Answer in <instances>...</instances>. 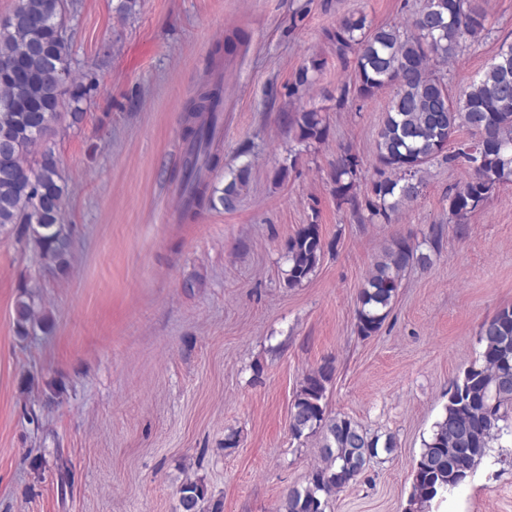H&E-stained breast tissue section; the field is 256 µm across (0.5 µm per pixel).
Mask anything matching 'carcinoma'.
<instances>
[{"mask_svg": "<svg viewBox=\"0 0 512 512\" xmlns=\"http://www.w3.org/2000/svg\"><path fill=\"white\" fill-rule=\"evenodd\" d=\"M63 0H16L0 19V62L19 66L21 75L0 69V152L9 164L0 168V233L14 232L32 247L40 266L58 276L67 274L72 258L71 233L64 222L67 180L49 139L63 120L75 126L84 117L81 103L88 87L77 82L61 16ZM479 0H423L412 21L374 27L362 13H353L328 32L336 54L352 60L340 102L348 96L370 99L390 88V100L375 143L381 169L370 192L359 197L361 159L348 151L336 160L331 174L336 200L365 210L371 223L386 224L423 191L428 167L435 162H460L468 178L448 195V210L461 219L480 209L492 190L512 182V43L502 44L485 70L462 93L451 95L441 67L489 34ZM70 93H65V85ZM69 99H64V95ZM218 87L205 90L189 112L182 158V191L188 207L235 206L245 186L248 167H241L224 185L209 188L216 164L213 152L221 124ZM71 111H62L63 107ZM298 140L325 141L329 127L321 112L303 110L291 118ZM462 128L472 139L453 153L448 143ZM325 249L320 225H302L287 242L286 282L301 285L315 271ZM438 240L423 251L405 239L392 240L363 283L356 310L358 334L377 333L389 316L404 274L430 268ZM19 338L53 329L41 313L35 291L21 287L14 305ZM480 360L469 364L448 388V401L434 424L412 471L409 512H429L434 500L463 484L490 444L499 439L512 413V307L483 322L478 333ZM335 375L326 360L306 374L292 403V435L315 437L321 464L306 485L283 496L280 512H326L329 498L357 480L379 454L396 447L391 435L371 434L349 417L327 409L326 392ZM208 495L201 479L180 488L182 512H198Z\"/></svg>", "mask_w": 512, "mask_h": 512, "instance_id": "cac0c4a2", "label": "carcinoma"}]
</instances>
